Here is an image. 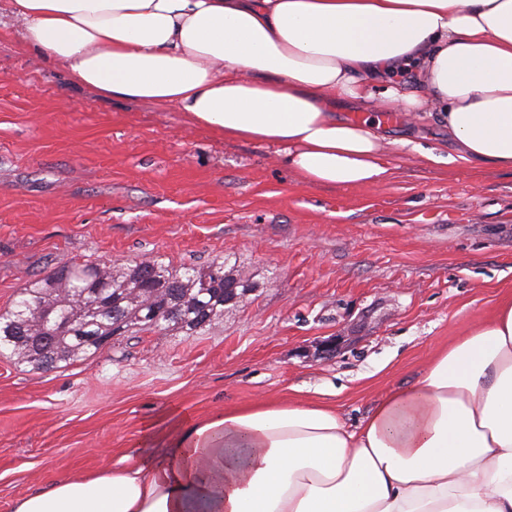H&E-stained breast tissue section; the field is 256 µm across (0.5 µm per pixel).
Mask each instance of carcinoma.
Returning a JSON list of instances; mask_svg holds the SVG:
<instances>
[{
	"label": "carcinoma",
	"mask_w": 512,
	"mask_h": 512,
	"mask_svg": "<svg viewBox=\"0 0 512 512\" xmlns=\"http://www.w3.org/2000/svg\"><path fill=\"white\" fill-rule=\"evenodd\" d=\"M248 283L224 274V259L196 268L172 267L156 256L115 267L104 262L65 263L31 280L13 308L0 312V347L38 369L95 355L102 340L132 333L176 330L203 334L230 304L227 288ZM53 308L69 321L51 333L42 313Z\"/></svg>",
	"instance_id": "carcinoma-1"
}]
</instances>
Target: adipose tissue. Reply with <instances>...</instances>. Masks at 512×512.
<instances>
[{
	"instance_id": "ef3b65f1",
	"label": "adipose tissue",
	"mask_w": 512,
	"mask_h": 512,
	"mask_svg": "<svg viewBox=\"0 0 512 512\" xmlns=\"http://www.w3.org/2000/svg\"><path fill=\"white\" fill-rule=\"evenodd\" d=\"M23 48L105 99L279 147L306 183L380 186L390 112L512 173V0H0ZM410 68L413 91L397 72ZM349 99L366 115L338 119ZM158 448L13 512H512V301L348 426L319 403L174 417Z\"/></svg>"
}]
</instances>
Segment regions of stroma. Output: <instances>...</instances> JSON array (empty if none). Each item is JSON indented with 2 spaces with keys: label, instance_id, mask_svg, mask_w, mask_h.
<instances>
[{
  "label": "stroma",
  "instance_id": "1",
  "mask_svg": "<svg viewBox=\"0 0 512 512\" xmlns=\"http://www.w3.org/2000/svg\"><path fill=\"white\" fill-rule=\"evenodd\" d=\"M380 187L311 185L275 148L103 99L0 28V311L66 262L224 261L251 289L200 336H123L44 371L0 348V512L143 457L147 425L264 399L348 425L512 300V174L458 163L438 115L397 114ZM333 357L321 348L331 340Z\"/></svg>",
  "mask_w": 512,
  "mask_h": 512
}]
</instances>
